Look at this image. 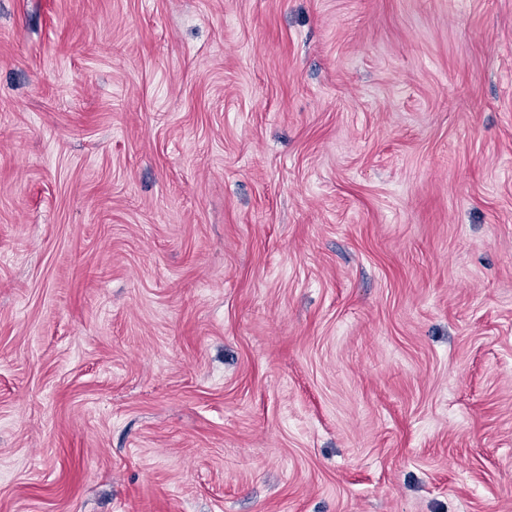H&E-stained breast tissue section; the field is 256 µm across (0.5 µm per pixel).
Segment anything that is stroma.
I'll use <instances>...</instances> for the list:
<instances>
[{"label":"stroma","mask_w":512,"mask_h":512,"mask_svg":"<svg viewBox=\"0 0 512 512\" xmlns=\"http://www.w3.org/2000/svg\"><path fill=\"white\" fill-rule=\"evenodd\" d=\"M0 512H512V0H0Z\"/></svg>","instance_id":"1"}]
</instances>
